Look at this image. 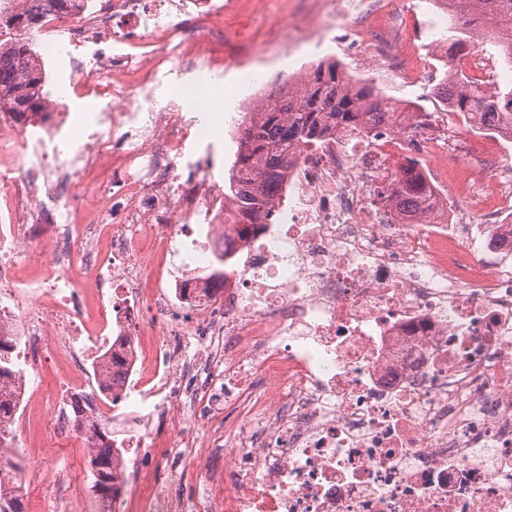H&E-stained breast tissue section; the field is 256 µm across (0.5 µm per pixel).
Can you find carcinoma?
Instances as JSON below:
<instances>
[{
  "label": "carcinoma",
  "instance_id": "obj_1",
  "mask_svg": "<svg viewBox=\"0 0 512 512\" xmlns=\"http://www.w3.org/2000/svg\"><path fill=\"white\" fill-rule=\"evenodd\" d=\"M442 1L451 4V30H458V22L470 24L475 14L508 33V41L498 39L496 45L504 62L512 65V0H437ZM6 21L19 30V37L0 45V112L23 118L43 111L46 100L45 71L33 41L40 30V13L34 6ZM473 49L470 40L456 36L445 51L443 86L448 110L465 123H495L512 131V88L488 92L455 69L456 59ZM390 111L379 88L366 82L352 83L339 64L321 61L296 88L246 113L239 123L237 150L224 185V197L235 205L239 223L273 222L276 193L298 150L323 144L340 128L366 136ZM400 171L399 179L384 188V193L404 216L428 204L431 189L418 160L406 159ZM91 440L95 448L91 453L94 492L97 499L109 501L122 486L119 472L112 466L119 449L104 428L93 427ZM0 512H25L23 494H1Z\"/></svg>",
  "mask_w": 512,
  "mask_h": 512
}]
</instances>
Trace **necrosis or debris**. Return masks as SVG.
Masks as SVG:
<instances>
[{
  "instance_id": "obj_1",
  "label": "necrosis or debris",
  "mask_w": 512,
  "mask_h": 512,
  "mask_svg": "<svg viewBox=\"0 0 512 512\" xmlns=\"http://www.w3.org/2000/svg\"><path fill=\"white\" fill-rule=\"evenodd\" d=\"M325 21L352 24L358 45L405 77L414 72L386 30L363 23L365 0H315ZM80 25L41 26L50 58L113 51L77 67L82 92L103 99L99 122L71 133L68 113L44 124L0 114V337L21 363L0 382L12 401L0 423V490L31 486L36 413L50 440L87 438L127 407L117 459L124 488L97 512H512V178L497 159L469 172L486 223L448 215L458 123L397 115L375 138L338 133L301 152L275 198L273 224H235L206 180L181 181L183 140L235 126L236 116L135 111L125 74L159 69L200 46L187 16L213 25L224 0H83ZM288 43L321 32L281 23ZM289 50L255 42L242 83L260 63L287 69ZM410 150L438 204L401 220L376 196L389 160ZM113 163L109 178L89 169ZM119 200L125 223L76 204ZM35 209L61 221L49 238L21 223ZM226 252L223 276L211 259ZM124 340L118 385L112 337ZM56 364L57 388L28 390ZM224 451V484L204 500L160 490L172 445ZM138 509H131V502Z\"/></svg>"
}]
</instances>
